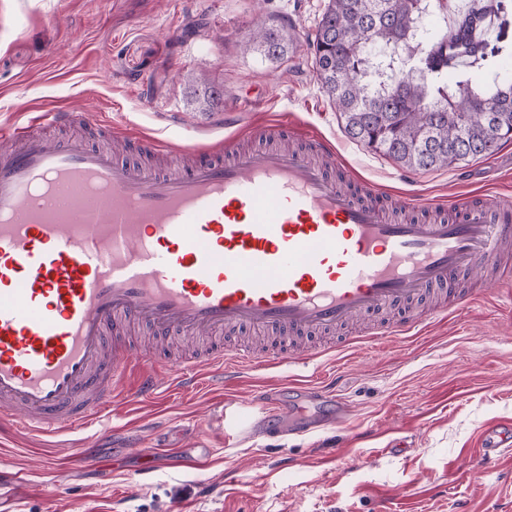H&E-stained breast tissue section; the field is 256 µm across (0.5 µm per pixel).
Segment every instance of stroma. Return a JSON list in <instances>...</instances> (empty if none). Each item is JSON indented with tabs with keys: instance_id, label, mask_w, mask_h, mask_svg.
<instances>
[{
	"instance_id": "35a3bbf8",
	"label": "stroma",
	"mask_w": 512,
	"mask_h": 512,
	"mask_svg": "<svg viewBox=\"0 0 512 512\" xmlns=\"http://www.w3.org/2000/svg\"><path fill=\"white\" fill-rule=\"evenodd\" d=\"M327 0H0V124L45 108L71 113L96 147L109 130L178 149L223 148L281 121L290 141L318 135L365 181L425 201L399 218L447 216L469 189L512 197V142L494 155L410 170L344 133L317 81L307 40ZM287 26L296 50L280 61L254 52L257 20ZM224 89L219 111L186 101L185 80ZM353 341L317 362L247 370L185 393L117 405L93 427L43 442L0 429V470L12 482L0 512H512V452L480 465L485 429L512 423V282L489 273L467 309L413 336ZM332 382L350 409L338 428L291 435L324 409L297 383ZM284 395L287 413L258 415L232 435L225 404L253 392ZM206 455L200 469L158 466L147 482L142 446ZM110 460L97 473L69 464L72 448ZM64 459L45 472L43 455Z\"/></svg>"
}]
</instances>
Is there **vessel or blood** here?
Instances as JSON below:
<instances>
[{
    "label": "vessel or blood",
    "instance_id": "obj_1",
    "mask_svg": "<svg viewBox=\"0 0 512 512\" xmlns=\"http://www.w3.org/2000/svg\"><path fill=\"white\" fill-rule=\"evenodd\" d=\"M69 121L49 108L0 131V423L16 430L75 432L119 397L151 402L208 377L313 362L322 350L289 338L426 295L466 306L473 298L457 281L512 240V199L484 190L456 198V220L394 221L370 203L376 186L339 189L297 152L218 150L181 173L147 170L33 129ZM425 322L409 314L373 336ZM139 325L208 346L176 359L145 351L127 338ZM241 328L277 343L252 352L209 342ZM506 434L487 431L482 465Z\"/></svg>",
    "mask_w": 512,
    "mask_h": 512
}]
</instances>
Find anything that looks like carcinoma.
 I'll return each mask as SVG.
<instances>
[{"label": "carcinoma", "instance_id": "obj_1", "mask_svg": "<svg viewBox=\"0 0 512 512\" xmlns=\"http://www.w3.org/2000/svg\"><path fill=\"white\" fill-rule=\"evenodd\" d=\"M509 0H327L310 43L322 89L353 141L414 170L445 168L494 153L512 139V70L492 58L503 51L473 33L500 18ZM449 22L425 23L432 9ZM374 30L383 54L371 53ZM255 49L280 60L294 45L283 26L253 34ZM460 60L468 68H456ZM208 108L215 87L187 77Z\"/></svg>", "mask_w": 512, "mask_h": 512}]
</instances>
